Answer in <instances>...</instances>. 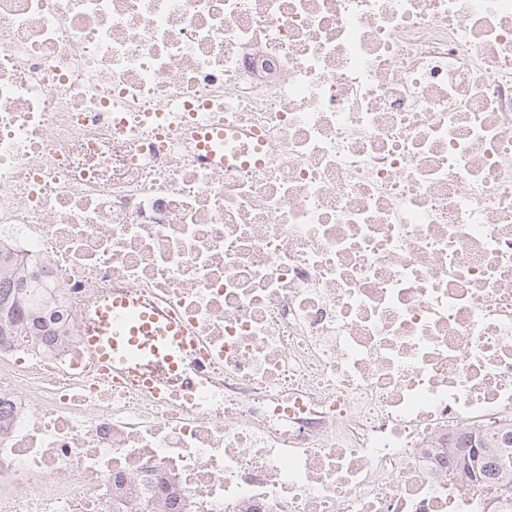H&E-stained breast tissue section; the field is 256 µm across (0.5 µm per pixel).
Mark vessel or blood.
<instances>
[{
  "label": "vessel or blood",
  "instance_id": "vessel-or-blood-1",
  "mask_svg": "<svg viewBox=\"0 0 512 512\" xmlns=\"http://www.w3.org/2000/svg\"><path fill=\"white\" fill-rule=\"evenodd\" d=\"M80 338L106 371L117 367L130 371L151 359L174 362L186 343L184 331L173 321L141 310L124 297L99 305Z\"/></svg>",
  "mask_w": 512,
  "mask_h": 512
}]
</instances>
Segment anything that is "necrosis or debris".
Masks as SVG:
<instances>
[{"mask_svg": "<svg viewBox=\"0 0 512 512\" xmlns=\"http://www.w3.org/2000/svg\"><path fill=\"white\" fill-rule=\"evenodd\" d=\"M223 163L207 159V151ZM0 512H490L512 418V0H0ZM133 296L153 387L78 330ZM34 284L31 278L24 284L17 279L15 285H4L0 280V348L7 347L16 336H37L43 326V317L37 315L42 310H32L30 298ZM28 312L27 318L21 320V313ZM501 432V433H500ZM467 435V446L448 438V454L454 456L456 465L464 474H471V470L483 471L492 478L502 479L503 486L509 487L510 493L506 497L512 500V420L498 432L492 434ZM463 450H460L462 449ZM464 448H469L467 452ZM482 450L476 460L477 451ZM510 448V450L502 449Z\"/></svg>", "mask_w": 512, "mask_h": 512, "instance_id": "4bbe7bcc", "label": "necrosis or debris"}]
</instances>
